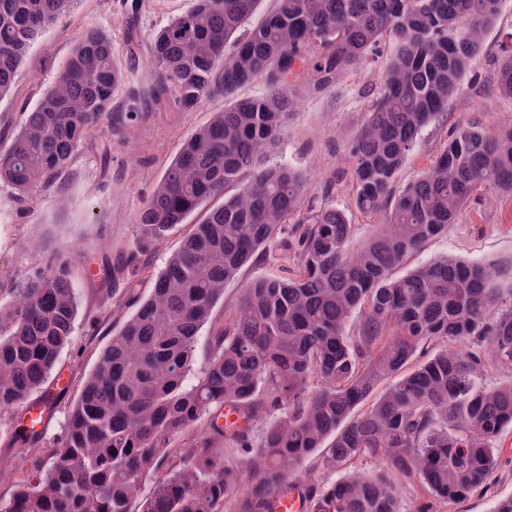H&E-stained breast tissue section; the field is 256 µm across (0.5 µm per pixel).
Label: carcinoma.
Wrapping results in <instances>:
<instances>
[{
    "label": "carcinoma",
    "instance_id": "cac0c4a2",
    "mask_svg": "<svg viewBox=\"0 0 512 512\" xmlns=\"http://www.w3.org/2000/svg\"><path fill=\"white\" fill-rule=\"evenodd\" d=\"M260 2L193 0L150 42L155 100L230 104L185 140L136 222L160 238L204 201H224L153 275L82 381L45 463L0 498V512H276L294 492L302 512H407L398 486L416 482L430 499L415 512H436L487 488L495 442L512 428V376L485 383L512 373V260L446 256L395 272L476 190L512 192V127L491 135L462 125L399 194L392 185L420 129L460 94L502 0H275L250 27ZM73 3L0 0V97L33 40ZM383 43L393 53L348 155L354 205L382 223L353 247L355 225L324 207L297 221L293 241L280 239L306 189L300 171L267 162L293 87L311 77L329 86ZM122 78L112 36L85 29L0 149V182L25 194L64 170L112 123ZM258 81L266 93L238 97ZM495 89L512 99V56ZM259 254L292 260L288 275L245 285L189 382L199 329ZM77 315L67 262L14 291L0 311V411L37 392L48 399V381H64L57 365ZM202 419L207 435L190 434ZM11 435L43 440L21 423ZM239 448L249 454L245 491L226 455ZM368 460L381 466L366 471ZM308 469L345 475L324 483Z\"/></svg>",
    "mask_w": 512,
    "mask_h": 512
}]
</instances>
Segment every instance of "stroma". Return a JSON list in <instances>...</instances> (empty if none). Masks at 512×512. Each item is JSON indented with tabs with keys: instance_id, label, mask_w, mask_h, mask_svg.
<instances>
[{
	"instance_id": "1",
	"label": "stroma",
	"mask_w": 512,
	"mask_h": 512,
	"mask_svg": "<svg viewBox=\"0 0 512 512\" xmlns=\"http://www.w3.org/2000/svg\"><path fill=\"white\" fill-rule=\"evenodd\" d=\"M126 3L77 0L32 43L11 92L0 98L1 148L18 133L23 112L54 84L77 36L89 26L111 33L118 62L127 75L112 96V110L122 120L120 130L94 132L69 166L32 196H18L11 187L0 184V306L7 305L14 290L37 273L55 269L64 261L76 262L72 243H81L95 258L90 271L79 269L73 276L79 311L72 341L59 358L71 384L58 395L46 423L45 434L50 439L61 435L81 382L113 331L135 311L137 299L148 296L152 273L164 266L202 218V211H195L160 239L145 237L136 222L183 142L224 107V99L218 95L193 110L181 108L170 97L158 103L133 101L137 88L154 81L148 55L152 36L188 10L192 0H140L134 13L127 10ZM511 33L512 0H503L497 21L485 33L481 53L462 78V93L449 102L444 113L421 128L396 186L419 175L458 126L473 120L490 130L512 125V101L494 88L501 63L512 54V43L507 40ZM388 58V50H381L319 92L301 84L275 152L276 158L287 161L306 178L301 217H310L326 206L341 209L357 227L353 239L357 245L369 235L376 219L354 207L347 155L377 96ZM131 111L136 114L132 120L127 117ZM444 256L485 263L512 258V196L493 187L476 191L447 232L411 254L406 265L414 268ZM132 261L147 271L137 280V297L127 298L120 308L105 304L98 271L117 270L116 286L121 289ZM283 273L281 263L272 259L243 268L225 287L214 308L213 322L224 321L233 313L247 281ZM495 446L498 465L489 490L473 492L444 512H492L497 498L512 495V430L504 431Z\"/></svg>"
}]
</instances>
